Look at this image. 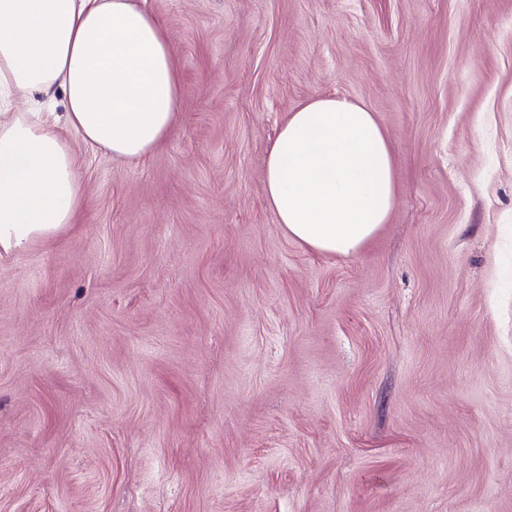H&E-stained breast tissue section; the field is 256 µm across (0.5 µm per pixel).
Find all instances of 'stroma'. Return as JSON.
I'll use <instances>...</instances> for the list:
<instances>
[{
    "label": "stroma",
    "mask_w": 512,
    "mask_h": 512,
    "mask_svg": "<svg viewBox=\"0 0 512 512\" xmlns=\"http://www.w3.org/2000/svg\"><path fill=\"white\" fill-rule=\"evenodd\" d=\"M146 7L175 129L75 143V223L0 258V512H512V0ZM320 95L394 159L349 257L264 196Z\"/></svg>",
    "instance_id": "obj_1"
}]
</instances>
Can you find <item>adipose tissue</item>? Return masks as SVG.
Listing matches in <instances>:
<instances>
[{
    "label": "adipose tissue",
    "instance_id": "1",
    "mask_svg": "<svg viewBox=\"0 0 512 512\" xmlns=\"http://www.w3.org/2000/svg\"><path fill=\"white\" fill-rule=\"evenodd\" d=\"M19 92L31 117L10 112ZM179 99L166 30L136 0H0V252L74 222L73 139L142 159L173 129ZM395 183L374 113L345 98H312L267 150V204L287 238L318 253L359 251L387 222Z\"/></svg>",
    "mask_w": 512,
    "mask_h": 512
}]
</instances>
